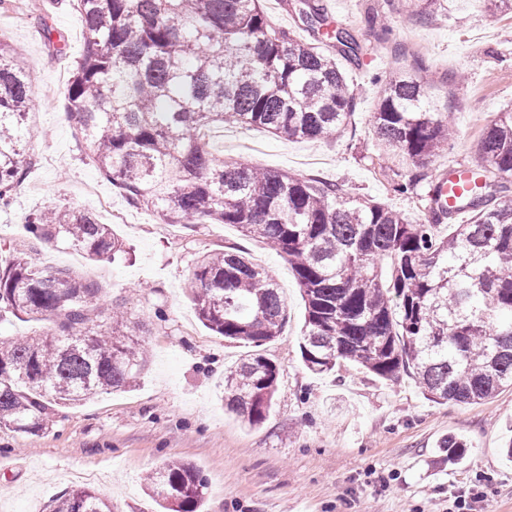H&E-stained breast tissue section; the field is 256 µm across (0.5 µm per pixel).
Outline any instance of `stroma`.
<instances>
[{"label": "stroma", "mask_w": 512, "mask_h": 512, "mask_svg": "<svg viewBox=\"0 0 512 512\" xmlns=\"http://www.w3.org/2000/svg\"><path fill=\"white\" fill-rule=\"evenodd\" d=\"M0 0V39L22 56L35 109L29 143L33 164L1 224H20L37 210L69 205L111 225L125 253L99 261L62 239L0 235V257L16 249L57 255L99 289L95 305L108 317L113 301L144 320L148 363L132 387L55 409L37 437L0 426V512H44L76 487L73 472L91 467L90 486L119 512H153L144 477L171 461L192 463L207 482L208 512H450L460 494L479 493L477 512H512V462L502 443L512 430V391L481 404L430 401L409 376L378 381L344 364L316 376L304 366L299 340L304 301L287 260L231 224H168L131 206L106 180L76 135L64 98L84 51L83 23L69 0ZM327 25L358 34L361 49L342 69L356 108L346 130L318 139H286L258 128L211 129L210 148L225 158L316 177L350 196L369 198L418 221L426 214L429 180L448 167L482 161L479 141L500 112L512 109V12L487 0H444L421 13L418 0H323ZM381 28L370 31L369 17ZM64 35V53L49 47L44 29ZM426 79L438 111L454 129L431 158L413 193L393 186L418 170L380 147L371 116L380 83L395 72ZM239 247L279 284L288 321L261 348L279 368L266 422L246 426L225 409L224 373L250 353L200 322L186 287L196 257ZM461 434L468 459L449 464L434 440Z\"/></svg>", "instance_id": "stroma-1"}]
</instances>
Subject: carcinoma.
<instances>
[{
    "label": "carcinoma",
    "mask_w": 512,
    "mask_h": 512,
    "mask_svg": "<svg viewBox=\"0 0 512 512\" xmlns=\"http://www.w3.org/2000/svg\"><path fill=\"white\" fill-rule=\"evenodd\" d=\"M84 53L65 95L77 132L102 175L134 207L167 224H233L285 256L305 302L300 351L327 374L341 363L393 381L409 373L433 402H485L512 389V110L480 140L488 167L468 205V224L429 199L423 222L335 184L213 153L203 133L226 124L287 138H327L355 107L338 59L358 37L327 33L324 51L276 28L262 0H76ZM312 30L320 0H303ZM31 80L0 40V210L33 162ZM377 139L423 168L451 137L425 82L386 81L372 115ZM35 238L67 237L88 258L124 252L110 225L87 210L55 206L27 218ZM200 321L233 341L262 346L288 318L277 282L247 252L203 253L188 281ZM98 289L66 269H47L18 249L0 259V325L45 321L34 336L0 337V426L27 436L47 428L55 405L132 386L147 361L144 325L115 307L96 319ZM278 368L249 354L224 375L225 407L251 427L273 406ZM439 447L452 460L461 435ZM158 512H201L206 482L175 462L145 478ZM49 512H115L112 500L76 487Z\"/></svg>",
    "instance_id": "carcinoma-1"
}]
</instances>
